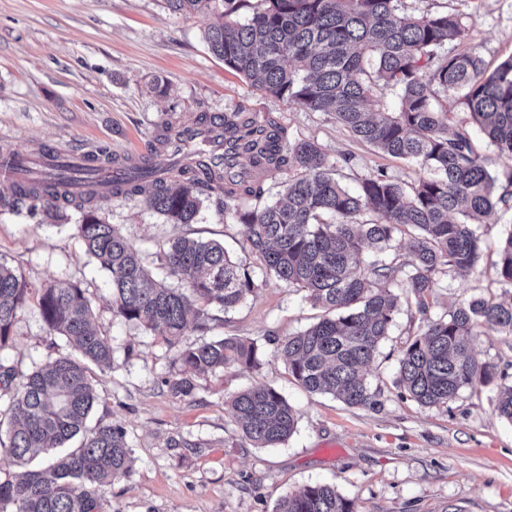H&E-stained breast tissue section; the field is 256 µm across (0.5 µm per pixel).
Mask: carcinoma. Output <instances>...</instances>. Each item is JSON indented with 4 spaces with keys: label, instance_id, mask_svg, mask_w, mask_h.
Masks as SVG:
<instances>
[{
    "label": "carcinoma",
    "instance_id": "obj_1",
    "mask_svg": "<svg viewBox=\"0 0 512 512\" xmlns=\"http://www.w3.org/2000/svg\"><path fill=\"white\" fill-rule=\"evenodd\" d=\"M177 14L221 10L224 21L205 36L224 67L257 89L313 112H332L360 141L416 163L430 176L414 185L380 171L352 191L321 146L291 140L270 116L238 106L224 113V165L201 149L182 153L165 170H134L104 184L93 167L22 166L0 207L15 210L72 208L80 213L78 235L85 252L107 271L115 316L157 331L177 346L188 327L204 334L255 289L252 270L230 259L215 241L177 238L158 260L170 281L158 280L142 254L112 224L96 215L101 199L139 200L169 224H193L203 202L224 196V216L241 228L262 269L304 293L322 310L305 331L278 347L288 374L311 393L330 394L350 407L373 408L376 392L364 377L389 335L400 295L391 286L401 265L392 242L405 239L412 269L400 280L405 299L427 313L435 276L446 269L470 271L482 258L475 225L499 209H512V191L476 152L470 126L500 153L512 156V56L488 71L479 53L453 52L466 28L461 14L409 13L403 0H164ZM243 8L248 18H232ZM388 87L401 91L398 111L376 109ZM461 89L470 125L448 130V112L435 97ZM167 125L148 143L145 162L172 138ZM270 171L288 174L284 193L264 199ZM374 251L364 263L363 248ZM498 276L512 285V231L498 245ZM32 292L15 271L0 263V351ZM49 332L77 356L60 355L27 373L0 358V426L8 423L0 451L27 463L78 437L79 447L47 464L0 482V512H112L107 488L129 473L131 448L116 423L87 427L96 402L88 365L112 368L111 339L91 323L85 289L56 281L37 289ZM512 335V302L477 297L448 314L426 320L408 339L397 383L405 397L424 408L445 406L460 390L497 377L472 350L480 329ZM254 341L222 338L178 350L179 368L165 379L179 398L195 395L197 379L230 365L256 366ZM242 436L257 448L285 443L295 432L294 408L273 387L259 385L229 397ZM498 415L512 422V385L500 388ZM276 512H356L353 501L329 484L307 485L284 496Z\"/></svg>",
    "mask_w": 512,
    "mask_h": 512
}]
</instances>
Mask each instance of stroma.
<instances>
[{
    "mask_svg": "<svg viewBox=\"0 0 512 512\" xmlns=\"http://www.w3.org/2000/svg\"><path fill=\"white\" fill-rule=\"evenodd\" d=\"M406 8L462 14L468 37L461 47L476 49L488 68L512 56V0H406ZM214 20L171 13L164 0H0V154L44 147L122 163L146 155L166 121L193 124L241 105L271 114L289 138L319 143L349 189L380 170L409 185L427 177L357 140L334 115L266 95L225 70L204 40ZM97 215L151 265L178 236L223 243L251 267L255 290L207 334L187 330L181 343L238 337L261 351L259 368L219 370L199 379L194 396H172L164 380L178 369L176 349L114 315L109 276L86 254L77 213L0 210V261L34 288L78 283L96 328L112 340V368L100 377L91 415L95 423L121 424L132 449L128 476L108 492L112 512H275L282 497L314 483L335 486L357 512H512V423L496 410L501 385H512V335L488 330L474 344L476 359L495 365L502 382L462 389L433 408L403 398L396 385L403 344L425 318L474 296L512 298L495 266L512 210L480 225L485 258L474 271L437 275L427 314L396 313L366 368L378 391L372 409L308 393L288 375L277 345L313 324L318 311L257 267L217 200L205 202L194 224H168L143 204L116 198L98 201ZM65 349L54 344L32 298L0 357L26 372ZM258 383L273 386L297 412L296 432L275 448L245 440L225 403Z\"/></svg>",
    "mask_w": 512,
    "mask_h": 512,
    "instance_id": "35a3bbf8",
    "label": "stroma"
}]
</instances>
